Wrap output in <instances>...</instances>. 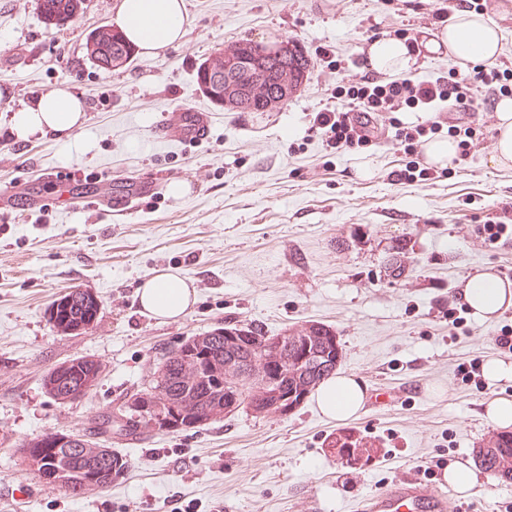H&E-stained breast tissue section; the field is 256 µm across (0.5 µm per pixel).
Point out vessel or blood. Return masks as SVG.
I'll use <instances>...</instances> for the list:
<instances>
[{"label": "vessel or blood", "mask_w": 512, "mask_h": 512, "mask_svg": "<svg viewBox=\"0 0 512 512\" xmlns=\"http://www.w3.org/2000/svg\"><path fill=\"white\" fill-rule=\"evenodd\" d=\"M209 124L203 113L190 111L180 113L173 125L159 128L158 139L176 138L182 141H197L207 137ZM446 504L442 498L432 495L428 483L414 473L401 475L390 489L363 499L357 512H444Z\"/></svg>", "instance_id": "b4317fda"}]
</instances>
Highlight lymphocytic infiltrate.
I'll use <instances>...</instances> for the list:
<instances>
[{
  "label": "lymphocytic infiltrate",
  "instance_id": "f902f5d3",
  "mask_svg": "<svg viewBox=\"0 0 512 512\" xmlns=\"http://www.w3.org/2000/svg\"><path fill=\"white\" fill-rule=\"evenodd\" d=\"M352 63L361 68V76L341 80L332 93V103L313 113L311 128L322 134L328 154L346 155L375 146L380 120L384 113H391L393 138L407 157L404 168L397 173L403 184L438 178L436 169L422 164L421 150L429 136L442 129H449L459 138L457 162H466L483 144L481 128L444 126L437 118L439 105L455 112H487L491 109V94L512 89V63L502 60L466 69L454 65L431 80L390 78L367 71L362 54ZM408 110L425 113V120L407 125L400 115Z\"/></svg>",
  "mask_w": 512,
  "mask_h": 512
}]
</instances>
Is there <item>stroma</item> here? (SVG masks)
<instances>
[{
  "instance_id": "35a3bbf8",
  "label": "stroma",
  "mask_w": 512,
  "mask_h": 512,
  "mask_svg": "<svg viewBox=\"0 0 512 512\" xmlns=\"http://www.w3.org/2000/svg\"><path fill=\"white\" fill-rule=\"evenodd\" d=\"M119 0H85L66 29L47 28L36 0H0V512H353L355 503L413 471L446 512H512V484L479 474L471 493L443 486L449 464L472 459L494 432L484 406L512 396V383L475 389L458 363L503 356L512 326L499 316L448 325L449 307L478 271L512 282V239L488 244L477 227L512 202V169L480 148L437 180L390 178L404 156L394 140L327 157L311 114L337 82L355 75L340 59L402 25L431 32L442 0L395 10L383 0H184L190 25L176 47L137 54L107 73L85 55L84 37L110 24ZM296 40L313 65L310 82L270 112H232L199 90L197 67L217 48L250 39ZM51 89L81 96L84 126L64 142L15 140L9 117ZM207 114L198 144L156 140L186 109ZM371 163L374 177L356 176ZM167 177L187 194H153L137 212L112 214L114 197ZM97 206L69 202L70 192ZM399 263L401 276L389 273ZM169 269L192 282L197 301L175 321L137 306L138 285ZM72 288L101 302L87 332L64 335L47 315ZM307 321L331 326L340 372L366 386L358 417L322 416L311 400L290 415L240 411L198 428L144 431L111 448L127 456L122 479L66 495L26 464L20 445L51 431H81L141 389L162 354L215 328L253 324L277 336ZM84 356L104 372L82 401L59 404L48 370ZM377 448L368 463L330 451L340 435Z\"/></svg>"
}]
</instances>
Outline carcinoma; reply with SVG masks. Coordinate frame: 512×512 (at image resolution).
I'll list each match as a JSON object with an SVG mask.
<instances>
[{
	"instance_id": "1",
	"label": "carcinoma",
	"mask_w": 512,
	"mask_h": 512,
	"mask_svg": "<svg viewBox=\"0 0 512 512\" xmlns=\"http://www.w3.org/2000/svg\"><path fill=\"white\" fill-rule=\"evenodd\" d=\"M38 8L43 23L49 28H63L73 23L83 12L84 0H38ZM248 49L249 62L246 65L224 69V84L233 92L252 101V111L263 112L268 103L273 108H279L287 100H279V80L283 73H288L297 87L306 85L312 75V66L303 49L293 40L284 39L272 48L260 42L241 41ZM86 55L93 64L103 70L112 71L128 65L136 51L124 38L112 30V26L103 25L89 32L84 38ZM58 304L57 318L63 327L59 332L67 333V327L76 321L91 322L98 316L100 306L89 295L74 288L55 300ZM333 330L324 324L309 323L291 331L293 340L289 342L288 351L273 347L274 337L258 326L230 325L214 329L211 338L204 343V348L211 353V360L228 363L232 360L250 358L249 371L253 383L249 387L252 400L259 402L266 398V388L261 374L266 372L267 364L273 359L288 355V375L284 376L278 385L294 390L311 392L322 379L329 376L334 368L317 369L293 360L296 350L304 345L318 353L336 354L342 357V347L331 339ZM163 364L170 367L161 393L169 400H175L184 407L196 409H211L216 411V421L224 420V389L218 388L214 381L200 371L197 366L185 362L176 351L172 350L162 357ZM98 369L94 360H84L76 365V370L53 378V371H48L44 379L47 393H60L70 388L85 386V394H90L98 383ZM152 428L145 418L129 417V421L119 426L122 437L133 439L142 430ZM331 452L346 462H356L360 459L369 460L375 450L363 447L350 440L336 441L332 444ZM475 463L492 479L512 483V431H501L487 436L482 443L473 449ZM42 469V479L50 485L54 481L48 478L52 470L66 466L72 472L73 478L85 479L91 474V467L80 453L73 452L66 456L59 451L49 448L45 451ZM128 461L123 456L114 453L109 462L96 468L98 474L97 489L104 490L126 472Z\"/></svg>"
}]
</instances>
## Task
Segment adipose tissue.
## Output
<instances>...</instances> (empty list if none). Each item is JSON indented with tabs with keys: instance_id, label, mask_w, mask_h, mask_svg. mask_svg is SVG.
<instances>
[{
	"instance_id": "1",
	"label": "adipose tissue",
	"mask_w": 512,
	"mask_h": 512,
	"mask_svg": "<svg viewBox=\"0 0 512 512\" xmlns=\"http://www.w3.org/2000/svg\"><path fill=\"white\" fill-rule=\"evenodd\" d=\"M128 39L147 55H156L179 43L188 24L184 0H120L114 17ZM502 33L495 25L469 12L460 13L440 35L461 64H489L501 52ZM367 60L376 72L394 75L409 73L415 60L399 40L370 42ZM84 122V103L72 93L48 90L31 104L11 115V134L26 142L54 134L71 138ZM462 300L479 320L492 318L512 306V282L485 271L470 276L461 290ZM196 301L193 287L176 273L161 271L138 287V305L155 317L175 319L187 313ZM366 391L352 375L328 376L315 388L313 400L321 415L342 421L355 416L363 407Z\"/></svg>"
}]
</instances>
